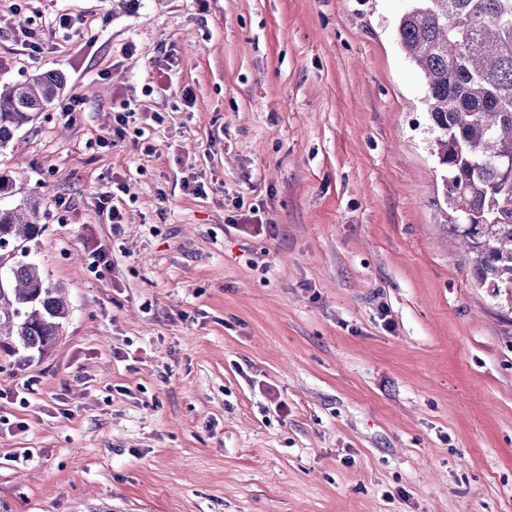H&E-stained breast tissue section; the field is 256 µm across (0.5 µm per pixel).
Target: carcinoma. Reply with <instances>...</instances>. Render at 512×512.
<instances>
[{"label":"carcinoma","mask_w":512,"mask_h":512,"mask_svg":"<svg viewBox=\"0 0 512 512\" xmlns=\"http://www.w3.org/2000/svg\"><path fill=\"white\" fill-rule=\"evenodd\" d=\"M398 36L426 80L449 232L480 286L512 289V0H416ZM66 87L54 69L0 83V147ZM45 215L37 195L0 207V244L24 248ZM460 216L466 223H457ZM1 269L0 349L46 353L69 315L63 289L48 284L33 260L0 252Z\"/></svg>","instance_id":"1"}]
</instances>
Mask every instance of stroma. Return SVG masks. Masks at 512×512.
Returning <instances> with one entry per match:
<instances>
[{"label":"stroma","mask_w":512,"mask_h":512,"mask_svg":"<svg viewBox=\"0 0 512 512\" xmlns=\"http://www.w3.org/2000/svg\"><path fill=\"white\" fill-rule=\"evenodd\" d=\"M412 6L0 0V81L84 99L0 150L70 305L0 351V512H512V293L450 244ZM112 112H115L114 120L117 125L113 126V133L111 138L109 140L105 139V141H103L105 144H109L111 146L116 142L114 138L123 140L125 137L124 126L127 124L128 118L135 115L134 109L131 108V104L126 101L113 103Z\"/></svg>","instance_id":"1"}]
</instances>
